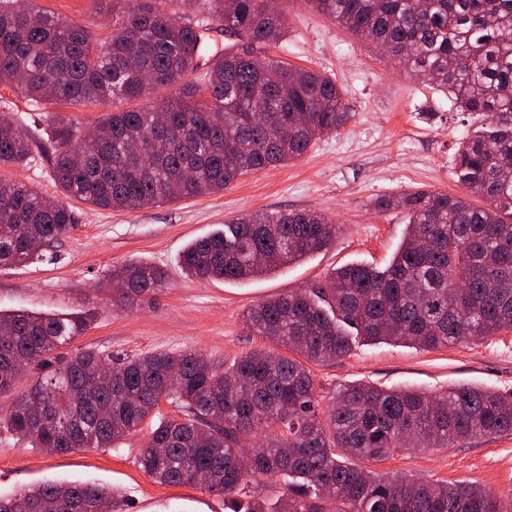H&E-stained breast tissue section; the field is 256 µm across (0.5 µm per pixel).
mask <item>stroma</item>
Here are the masks:
<instances>
[{"label": "stroma", "mask_w": 512, "mask_h": 512, "mask_svg": "<svg viewBox=\"0 0 512 512\" xmlns=\"http://www.w3.org/2000/svg\"><path fill=\"white\" fill-rule=\"evenodd\" d=\"M43 11L85 24L95 40L112 33V0H34ZM288 33L257 48L256 56L311 69L336 80L347 111L340 127L322 135L299 159L240 178L224 192L146 206L102 209L70 200L73 229L44 260L0 268V309L92 315L90 330L73 348L46 356L15 384L23 391L37 375L86 348L123 358L153 351L192 352L229 366L242 354L266 347L242 320L255 304L320 282L335 268L364 263L385 268L405 231L407 215L380 212L371 202L410 190L464 195L453 156L478 122L455 111L448 97L408 77L400 65L360 41L336 21L286 0ZM105 106L42 105L0 83V115L29 128L58 121L92 129ZM315 211L340 230L333 244L279 272L244 282L185 277L178 258L191 240L249 212ZM129 261L168 269L165 288L121 308L99 287L103 275ZM320 399L335 389L366 383L383 389L440 392L459 385L512 394V331L481 343H452L431 350L388 343H353L342 358L313 367ZM148 430L127 437L120 450L86 448L47 455L0 432V494L51 480L94 481L117 489L125 512H225L224 497L198 486L161 485L138 465ZM373 470L428 482L475 484L512 491V433L479 437L451 448L404 450L373 463Z\"/></svg>", "instance_id": "stroma-1"}]
</instances>
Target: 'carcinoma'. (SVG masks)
<instances>
[{
	"label": "carcinoma",
	"mask_w": 512,
	"mask_h": 512,
	"mask_svg": "<svg viewBox=\"0 0 512 512\" xmlns=\"http://www.w3.org/2000/svg\"><path fill=\"white\" fill-rule=\"evenodd\" d=\"M112 0V35L97 44L83 25L0 0V77L34 102L112 106L99 134L58 123L37 142L0 118V168L50 161L66 197L138 209L224 191L239 177L300 158L343 121L335 80L251 47L280 40L286 14L264 0ZM312 8L448 95L485 126L459 142L458 181L481 197L435 191L379 197L403 209L406 233L387 268L348 264L310 289L257 304L246 324L291 352L265 348L225 369L191 352L125 358L87 349L13 395L24 368L72 344L86 314L0 312V425L35 449L62 454L117 448L149 427L141 470L160 484H197L224 495L229 512H512V499L467 484L426 483L368 469L403 449L447 448L512 432V398L460 385L432 394L348 385L319 409L311 366L349 354L352 342L423 350L489 340L512 329V0H308ZM241 49L211 47V24ZM206 66L203 77L196 74ZM175 87L149 109H122L149 90ZM70 207L0 178V266L39 261L73 228ZM340 226L311 211L253 212L199 238L180 256L200 280L246 281L301 261ZM167 271L128 262L107 287L128 306L165 287ZM168 401L183 416L168 418ZM280 486L262 497L266 480ZM123 512L120 494L81 481H50L0 496V512Z\"/></svg>",
	"instance_id": "cac0c4a2"
}]
</instances>
